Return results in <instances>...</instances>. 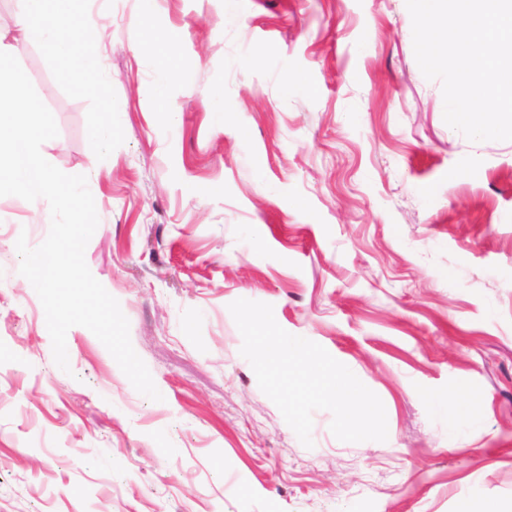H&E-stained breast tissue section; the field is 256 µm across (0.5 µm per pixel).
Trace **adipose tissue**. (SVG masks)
<instances>
[{
  "label": "adipose tissue",
  "mask_w": 512,
  "mask_h": 512,
  "mask_svg": "<svg viewBox=\"0 0 512 512\" xmlns=\"http://www.w3.org/2000/svg\"><path fill=\"white\" fill-rule=\"evenodd\" d=\"M80 0H18L15 25L24 42L53 48L57 55L73 58L78 43L100 44L101 34L76 20Z\"/></svg>",
  "instance_id": "obj_1"
}]
</instances>
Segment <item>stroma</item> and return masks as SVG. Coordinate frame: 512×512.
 Masks as SVG:
<instances>
[{
    "label": "stroma",
    "mask_w": 512,
    "mask_h": 512,
    "mask_svg": "<svg viewBox=\"0 0 512 512\" xmlns=\"http://www.w3.org/2000/svg\"><path fill=\"white\" fill-rule=\"evenodd\" d=\"M142 8L81 6L109 149L62 60L17 58L58 126L43 156L98 186L85 260L163 399L82 326L55 364L16 250L49 206L0 198V512H512V141L445 123L405 0H155L159 42ZM238 299L377 394L387 440L339 441L320 410L306 448L240 353Z\"/></svg>",
    "instance_id": "35a3bbf8"
}]
</instances>
